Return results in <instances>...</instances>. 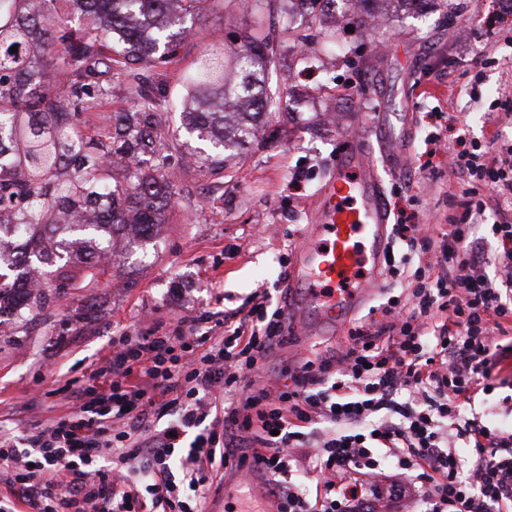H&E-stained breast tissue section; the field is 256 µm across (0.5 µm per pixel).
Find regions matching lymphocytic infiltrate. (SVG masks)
I'll use <instances>...</instances> for the list:
<instances>
[{"label":"lymphocytic infiltrate","mask_w":512,"mask_h":512,"mask_svg":"<svg viewBox=\"0 0 512 512\" xmlns=\"http://www.w3.org/2000/svg\"><path fill=\"white\" fill-rule=\"evenodd\" d=\"M494 212L500 247L485 259L474 223ZM410 270L390 320L351 329L346 347L285 367L257 387L287 344L268 293L242 317L187 314L168 332L113 343L91 378L57 387L68 410L23 435L0 431V473L46 512L63 492L74 512H206L218 468L262 461L279 512H512V143L448 155V230L393 227ZM496 275H489L487 265ZM112 454L123 468L99 464ZM301 355L303 354L294 349V344L278 349L264 362L258 375L255 377L257 386L270 390L275 389L282 383L279 369L286 363L296 364Z\"/></svg>","instance_id":"f902f5d3"}]
</instances>
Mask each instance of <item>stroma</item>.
<instances>
[{
  "instance_id": "1",
  "label": "stroma",
  "mask_w": 512,
  "mask_h": 512,
  "mask_svg": "<svg viewBox=\"0 0 512 512\" xmlns=\"http://www.w3.org/2000/svg\"><path fill=\"white\" fill-rule=\"evenodd\" d=\"M319 5L286 13L283 0H215L173 63L147 69L165 130L176 135L183 80L211 44L236 46L255 31L273 49L269 86L287 85L279 115L224 169L175 160L177 204L130 261L103 260L97 282L68 289L29 334L0 316V429L23 434L43 415L55 378L101 367L114 338L138 336L188 313L249 310L257 288L280 302L295 245L347 132L372 151L390 215L444 223L439 178L447 148L484 140V114L512 99V0H448L424 13L386 0L378 32L341 15L325 50ZM442 153H425L430 133ZM302 173L301 187L291 184Z\"/></svg>"
}]
</instances>
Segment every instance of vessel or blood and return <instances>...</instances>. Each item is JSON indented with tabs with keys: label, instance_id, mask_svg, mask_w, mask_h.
<instances>
[{
	"label": "vessel or blood",
	"instance_id": "b4317fda",
	"mask_svg": "<svg viewBox=\"0 0 512 512\" xmlns=\"http://www.w3.org/2000/svg\"><path fill=\"white\" fill-rule=\"evenodd\" d=\"M320 195L318 217L295 246L286 312L298 332L340 329L382 288L388 221L382 185L355 136ZM261 464L225 478L223 496L256 486Z\"/></svg>",
	"mask_w": 512,
	"mask_h": 512
}]
</instances>
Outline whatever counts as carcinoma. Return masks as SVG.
I'll list each match as a JSON object with an SVG mask.
<instances>
[{
	"label": "carcinoma",
	"instance_id": "carcinoma-1",
	"mask_svg": "<svg viewBox=\"0 0 512 512\" xmlns=\"http://www.w3.org/2000/svg\"><path fill=\"white\" fill-rule=\"evenodd\" d=\"M209 0H0V314L21 310L16 330L51 308L77 279L95 281L98 258L129 226L153 239L174 205V142L145 75L174 61V46ZM78 12L81 28H68ZM23 52L12 53L13 46ZM264 39L245 32L233 49L203 52L186 86L185 129L212 144L203 163L222 168L278 98L264 73ZM122 78L132 111L90 131L83 114L107 94L98 77ZM255 97L241 108V92ZM38 273V285L26 274Z\"/></svg>",
	"mask_w": 512,
	"mask_h": 512
}]
</instances>
